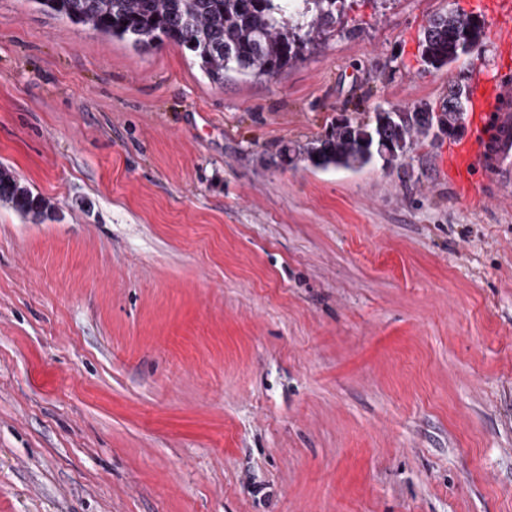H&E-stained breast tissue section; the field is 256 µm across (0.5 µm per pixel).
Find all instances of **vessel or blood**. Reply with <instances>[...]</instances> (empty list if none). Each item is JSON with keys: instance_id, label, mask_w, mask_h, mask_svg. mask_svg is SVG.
Masks as SVG:
<instances>
[{"instance_id": "b4317fda", "label": "vessel or blood", "mask_w": 512, "mask_h": 512, "mask_svg": "<svg viewBox=\"0 0 512 512\" xmlns=\"http://www.w3.org/2000/svg\"><path fill=\"white\" fill-rule=\"evenodd\" d=\"M489 31L502 49L512 48V0H492ZM469 86L479 96L480 117L492 122V133L477 150L461 147L451 153L449 169L459 177L460 195L468 201L473 195L464 177L473 165L483 167L494 191L512 188V74L501 67L478 70L471 74Z\"/></svg>"}]
</instances>
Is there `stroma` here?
<instances>
[{
  "label": "stroma",
  "mask_w": 512,
  "mask_h": 512,
  "mask_svg": "<svg viewBox=\"0 0 512 512\" xmlns=\"http://www.w3.org/2000/svg\"><path fill=\"white\" fill-rule=\"evenodd\" d=\"M344 0L275 78L211 81L0 0V512H512V193L462 203L457 137L287 161L376 108L448 102L428 19ZM0 201L11 204L21 214L44 216L51 209L45 198L34 194L8 169L0 166Z\"/></svg>",
  "instance_id": "35a3bbf8"
}]
</instances>
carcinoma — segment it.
Segmentation results:
<instances>
[{
  "mask_svg": "<svg viewBox=\"0 0 512 512\" xmlns=\"http://www.w3.org/2000/svg\"><path fill=\"white\" fill-rule=\"evenodd\" d=\"M47 10L143 47L165 41L194 53L200 68L215 82L235 72L271 78L303 57L314 34L336 20L339 0H38ZM422 56L435 69L458 59L462 26L452 13L428 21ZM427 113L406 112L394 123L336 124L309 143L306 154L316 167L359 169L400 140L412 147ZM0 201L21 214L43 216L51 209L7 168L0 166Z\"/></svg>",
  "mask_w": 512,
  "mask_h": 512,
  "instance_id": "obj_1",
  "label": "carcinoma"
}]
</instances>
